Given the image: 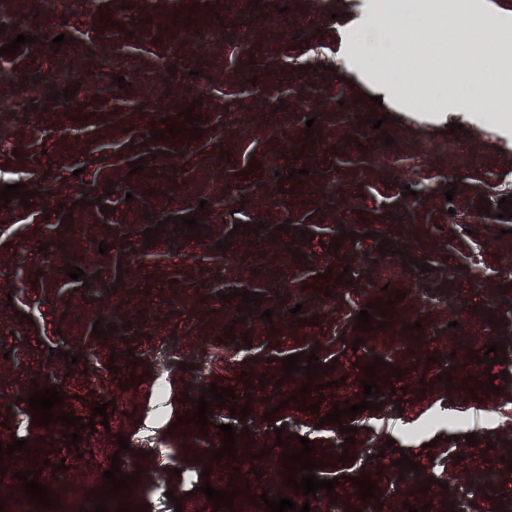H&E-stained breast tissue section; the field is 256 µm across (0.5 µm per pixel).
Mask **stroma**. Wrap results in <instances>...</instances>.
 <instances>
[{
	"label": "stroma",
	"instance_id": "obj_1",
	"mask_svg": "<svg viewBox=\"0 0 512 512\" xmlns=\"http://www.w3.org/2000/svg\"><path fill=\"white\" fill-rule=\"evenodd\" d=\"M45 2L0 0V47L19 34L33 38L0 56L9 103L0 112V186L21 182L32 193L29 206L16 198L0 207V390L14 391L16 369L30 380L61 365L68 410L90 419L101 396L71 358L92 352L112 404L108 426L65 454L45 440L27 401L0 404V443L27 441L13 461L31 471L61 457L69 473L96 481L117 454L145 490L144 512H231L184 482L157 481L154 459L139 455L152 442L197 465L228 423L244 429L236 445L258 459L233 473L209 462L218 490L259 496L274 484L314 512H446L449 503L456 512H512V426L500 415L512 400V218L498 208L512 194V136L483 112L449 113L455 133L421 112L386 118L368 85L344 78L351 0H88L66 13ZM162 14L191 17L216 35L204 46L180 42L153 27ZM61 34L67 42L55 46ZM387 34L406 57L398 68L385 60L392 77L429 66L451 87L466 84V63L449 54L447 39L416 43L404 13ZM57 70L76 77L64 110L51 97L64 84H45ZM189 112L200 134L154 138L162 120ZM137 161L142 171L131 172ZM193 215L203 237L143 235L165 218ZM285 222L291 232L279 231ZM239 223L247 233L234 232ZM227 236L231 246L217 249ZM385 238L395 254L380 255ZM70 266L84 281L70 279ZM243 291L262 296L246 316ZM113 296L125 304L113 309L112 335L96 338L93 325ZM375 303L387 307L385 328L361 330L358 313ZM461 336L474 339L471 358L457 353ZM497 341L502 360L484 367L485 348ZM59 343L63 353L50 354ZM295 354L329 368L304 409L280 404L267 385ZM377 357L381 408L322 424L334 404L362 400L359 379ZM160 383L171 398L147 433ZM213 383L250 404L249 416L216 406L207 430L179 423ZM458 420L474 443L451 440ZM345 425L357 433L341 462ZM280 431L287 446L275 443ZM303 437L323 462L316 477L336 480L334 494L322 489L309 500L286 484L283 450L299 449ZM122 438L129 450H120ZM404 454L421 474H400ZM479 470L496 480L474 494L470 475ZM358 477L375 483L372 498L362 499Z\"/></svg>",
	"mask_w": 512,
	"mask_h": 512
}]
</instances>
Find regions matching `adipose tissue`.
I'll list each match as a JSON object with an SVG mask.
<instances>
[{
    "label": "adipose tissue",
    "instance_id": "obj_1",
    "mask_svg": "<svg viewBox=\"0 0 512 512\" xmlns=\"http://www.w3.org/2000/svg\"><path fill=\"white\" fill-rule=\"evenodd\" d=\"M359 15L346 39L342 62L346 71L360 79L372 82L392 104L414 108L415 103L402 83L384 79L372 64L375 56L391 54L384 32L374 24L375 18L388 17L394 8L390 0H360Z\"/></svg>",
    "mask_w": 512,
    "mask_h": 512
}]
</instances>
